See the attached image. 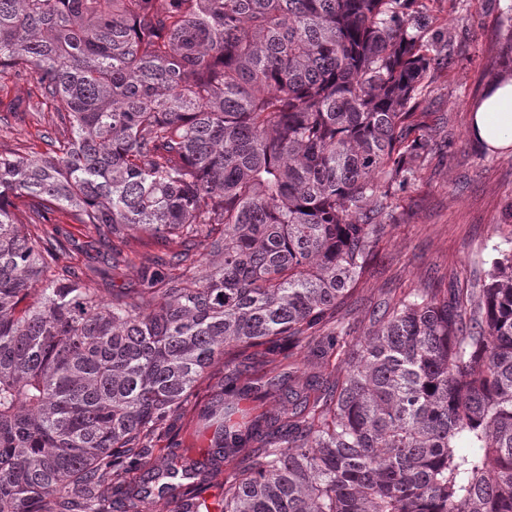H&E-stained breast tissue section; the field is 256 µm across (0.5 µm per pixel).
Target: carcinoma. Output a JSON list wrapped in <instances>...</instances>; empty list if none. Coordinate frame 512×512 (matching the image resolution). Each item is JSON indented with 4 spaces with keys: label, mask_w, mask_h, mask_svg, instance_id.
<instances>
[{
    "label": "carcinoma",
    "mask_w": 512,
    "mask_h": 512,
    "mask_svg": "<svg viewBox=\"0 0 512 512\" xmlns=\"http://www.w3.org/2000/svg\"><path fill=\"white\" fill-rule=\"evenodd\" d=\"M417 0H0L13 115L56 116L46 150L0 151V512H137L146 470L175 512H512V238L479 288L336 318L372 269L385 202L427 144ZM34 201L26 215L14 200ZM99 239L182 247L137 288L59 265L51 208ZM205 251L195 261L190 252ZM264 343L330 372L230 394L281 409L233 422L215 394L205 469L152 461L212 365Z\"/></svg>",
    "instance_id": "obj_1"
}]
</instances>
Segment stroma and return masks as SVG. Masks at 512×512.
I'll use <instances>...</instances> for the list:
<instances>
[{
	"label": "stroma",
	"instance_id": "obj_1",
	"mask_svg": "<svg viewBox=\"0 0 512 512\" xmlns=\"http://www.w3.org/2000/svg\"><path fill=\"white\" fill-rule=\"evenodd\" d=\"M426 33L456 23L459 49L454 65L432 71L417 111L428 154L409 187L389 199L391 220L377 246L373 276L358 286L354 305L339 319L360 334L367 310L384 299H400L414 288L476 287L495 247L512 238V148L492 152L469 137L472 108L502 62L501 48L512 28V0H460L449 15L448 0H422ZM60 228L70 265L91 271L101 267L106 247L90 226L66 210L50 215ZM131 265L110 270L95 287L137 285L136 262L162 253L161 243L135 235L120 246ZM179 447L156 444L157 459L182 464L205 460L210 433L199 429L194 413L177 423Z\"/></svg>",
	"mask_w": 512,
	"mask_h": 512
}]
</instances>
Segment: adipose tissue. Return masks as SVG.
<instances>
[{
	"mask_svg": "<svg viewBox=\"0 0 512 512\" xmlns=\"http://www.w3.org/2000/svg\"><path fill=\"white\" fill-rule=\"evenodd\" d=\"M473 126L477 138L492 149L512 148V75L497 78L489 96L475 106Z\"/></svg>",
	"mask_w": 512,
	"mask_h": 512,
	"instance_id": "adipose-tissue-1",
	"label": "adipose tissue"
}]
</instances>
